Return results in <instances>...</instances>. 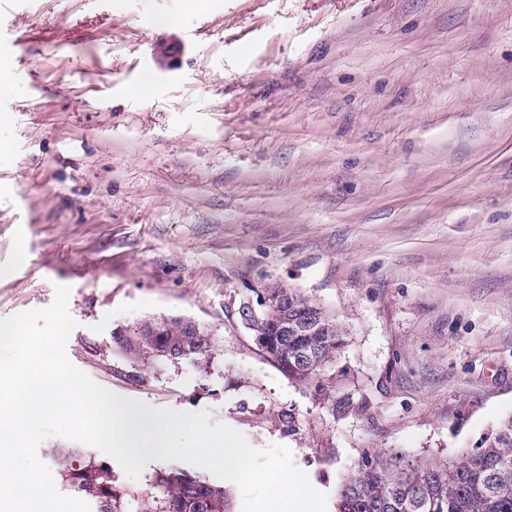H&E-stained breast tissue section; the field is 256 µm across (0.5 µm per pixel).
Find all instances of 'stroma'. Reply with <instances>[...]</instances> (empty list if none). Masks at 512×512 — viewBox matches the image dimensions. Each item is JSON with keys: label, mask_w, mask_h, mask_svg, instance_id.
Segmentation results:
<instances>
[{"label": "stroma", "mask_w": 512, "mask_h": 512, "mask_svg": "<svg viewBox=\"0 0 512 512\" xmlns=\"http://www.w3.org/2000/svg\"><path fill=\"white\" fill-rule=\"evenodd\" d=\"M0 64V317L69 287L76 368L288 446L327 512L363 451L512 418V0H0ZM269 285L345 330L321 383L242 319ZM162 318L207 363L117 353Z\"/></svg>", "instance_id": "stroma-1"}]
</instances>
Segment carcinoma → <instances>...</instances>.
<instances>
[{"mask_svg":"<svg viewBox=\"0 0 512 512\" xmlns=\"http://www.w3.org/2000/svg\"><path fill=\"white\" fill-rule=\"evenodd\" d=\"M287 302L268 309L251 323L267 340L288 378L317 382L343 348L344 329L323 306L288 288ZM318 325L312 336L300 331L307 321ZM212 337L181 318L143 322L116 338L118 350L132 360L144 354L168 360L208 357ZM62 480L94 501L97 512H226L223 487L176 468L159 472L151 491L121 494L112 477L84 448H57ZM336 512H512V419L481 441L446 460L409 458L398 453H365L341 479Z\"/></svg>","mask_w":512,"mask_h":512,"instance_id":"obj_1","label":"carcinoma"}]
</instances>
